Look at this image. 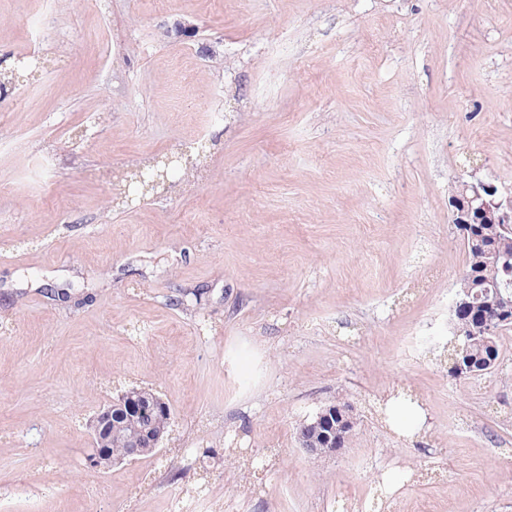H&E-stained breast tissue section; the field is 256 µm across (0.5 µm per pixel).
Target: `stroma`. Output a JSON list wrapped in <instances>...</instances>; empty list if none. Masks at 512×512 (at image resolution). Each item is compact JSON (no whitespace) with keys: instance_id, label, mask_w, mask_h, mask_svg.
I'll list each match as a JSON object with an SVG mask.
<instances>
[{"instance_id":"stroma-1","label":"stroma","mask_w":512,"mask_h":512,"mask_svg":"<svg viewBox=\"0 0 512 512\" xmlns=\"http://www.w3.org/2000/svg\"><path fill=\"white\" fill-rule=\"evenodd\" d=\"M0 512H512V329L448 373L452 187L512 195V0H0ZM198 156L131 204L129 163ZM132 387L173 423L87 461ZM411 396L412 434L392 404ZM354 409L345 448L299 427ZM319 419H324L330 422L332 428L334 430V440L325 448H314L312 445L308 443L307 438L304 437L303 431L299 433V442L301 447L306 450L311 455L316 456H326L335 454L336 450L339 448H344L348 437L349 431L353 427L352 417L349 414V409L344 407L343 409L339 407H331L326 409L325 411L319 413ZM336 419V423L333 419Z\"/></svg>"}]
</instances>
